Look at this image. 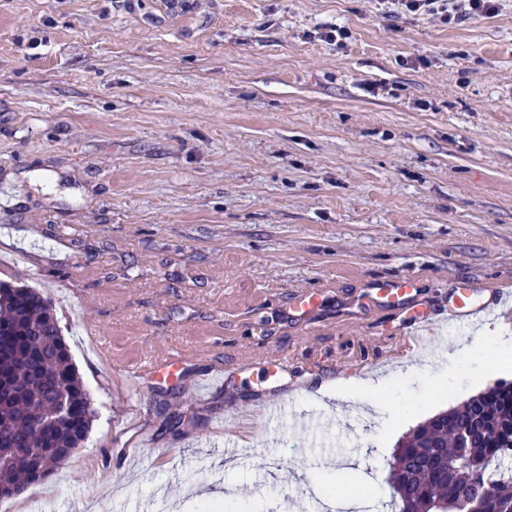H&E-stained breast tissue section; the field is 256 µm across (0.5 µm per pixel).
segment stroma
<instances>
[{
    "label": "stroma",
    "mask_w": 512,
    "mask_h": 512,
    "mask_svg": "<svg viewBox=\"0 0 512 512\" xmlns=\"http://www.w3.org/2000/svg\"><path fill=\"white\" fill-rule=\"evenodd\" d=\"M402 277L439 314L468 281L512 292V0L447 26L383 0H0V281L52 299L96 408L66 482L0 512H205L183 489L223 485L229 437L253 443L242 494L313 512L311 481L352 457L384 492L402 436L512 380V310L485 317L502 346L415 348L410 310L364 302ZM173 350L178 379L127 386ZM370 359L394 381L324 413ZM283 398L294 414L254 432Z\"/></svg>",
    "instance_id": "stroma-1"
}]
</instances>
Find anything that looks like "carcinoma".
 <instances>
[{"label":"carcinoma","instance_id":"cac0c4a2","mask_svg":"<svg viewBox=\"0 0 512 512\" xmlns=\"http://www.w3.org/2000/svg\"><path fill=\"white\" fill-rule=\"evenodd\" d=\"M0 501L45 482L88 439L96 415L50 299L0 282ZM465 429L469 437L458 441ZM512 381L439 412L397 443L386 493L399 512H455L474 488L483 512H512Z\"/></svg>","mask_w":512,"mask_h":512}]
</instances>
